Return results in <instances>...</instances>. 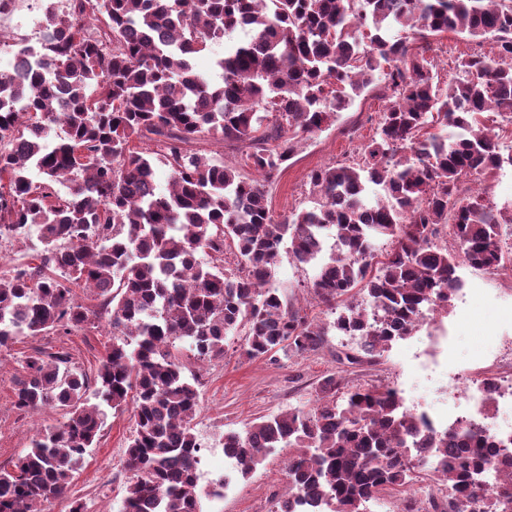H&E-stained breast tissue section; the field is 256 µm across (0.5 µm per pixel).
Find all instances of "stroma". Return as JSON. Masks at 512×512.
Listing matches in <instances>:
<instances>
[{
    "label": "stroma",
    "mask_w": 512,
    "mask_h": 512,
    "mask_svg": "<svg viewBox=\"0 0 512 512\" xmlns=\"http://www.w3.org/2000/svg\"><path fill=\"white\" fill-rule=\"evenodd\" d=\"M387 104L383 87L371 85L337 114L331 126L302 141L296 156L267 187L274 214L280 217L312 207L309 172L358 161L360 147L370 142ZM315 274V264L298 263L284 251L270 285L309 319L325 323L332 314L313 297ZM457 275L463 287L448 309L424 320L411 336L376 359L339 363V356L358 354L359 345L336 335L329 336L315 352L256 360L242 354L240 339L234 336L224 358L203 365L192 359L185 343H176L174 351L199 394L192 426L205 446L203 459L215 475L229 478L222 497L205 500V512H274L285 492L288 449H277L244 478L224 460V435L265 416L309 408L328 374H337L351 386L387 385L404 390L408 409L421 406L443 418L465 413L466 386L512 368V277L504 271L488 272L464 264ZM111 345L110 330L102 320L67 336L21 338L0 347V470L11 469L34 436L62 422L64 416L58 408L37 414L15 408L14 390L24 377L21 356L35 348L62 347L69 352L73 368L91 375ZM134 428L132 407L108 412L96 447L86 454L65 494L48 503L49 512H70L76 502L84 504L85 512H120L132 476L125 461Z\"/></svg>",
    "instance_id": "1"
}]
</instances>
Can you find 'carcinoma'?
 <instances>
[{
	"label": "carcinoma",
	"mask_w": 512,
	"mask_h": 512,
	"mask_svg": "<svg viewBox=\"0 0 512 512\" xmlns=\"http://www.w3.org/2000/svg\"><path fill=\"white\" fill-rule=\"evenodd\" d=\"M43 24L38 63L20 77L0 72V240L36 236L37 260L0 273V346L67 335L94 317L106 319L112 347L92 377L64 352L24 356L15 408L67 413L0 470V512H41L62 495L100 438L101 406L130 403L134 478L121 512H202L198 392L175 341L212 361L241 332L243 354L259 359L314 352L333 331L380 355L450 305L459 262H512V208L480 189L512 165L481 121L493 112L512 125V0H62ZM238 29L247 38L224 44L215 86L194 57ZM448 31L490 35L494 52L459 57L462 76L445 89L427 52ZM377 78L389 104L361 159L312 170L316 205L276 217L266 184ZM57 124L63 135L50 143ZM207 137L247 148L260 178L204 157ZM146 141L159 150H141ZM158 163L169 170L165 193ZM370 184L384 196L367 200ZM440 225L456 251L434 241ZM227 240L235 270L224 269ZM284 244L318 264L313 293L340 309L334 321L311 322L267 287ZM497 447L477 423L439 431L394 389L344 391L334 374L312 408L224 434L243 476L275 449H295L275 512H368L419 481L412 448L435 449L427 475L448 490L428 496L430 512H512V476L484 495Z\"/></svg>",
	"instance_id": "obj_1"
}]
</instances>
